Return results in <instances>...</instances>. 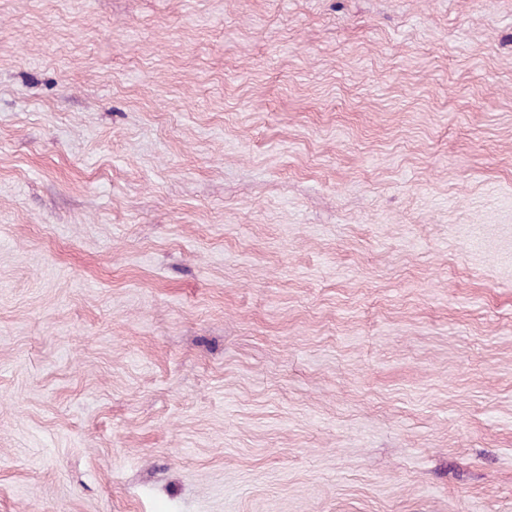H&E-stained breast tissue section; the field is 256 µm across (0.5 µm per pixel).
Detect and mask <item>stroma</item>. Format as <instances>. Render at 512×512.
Here are the masks:
<instances>
[{
	"mask_svg": "<svg viewBox=\"0 0 512 512\" xmlns=\"http://www.w3.org/2000/svg\"><path fill=\"white\" fill-rule=\"evenodd\" d=\"M0 512H512V0H0Z\"/></svg>",
	"mask_w": 512,
	"mask_h": 512,
	"instance_id": "1",
	"label": "stroma"
}]
</instances>
